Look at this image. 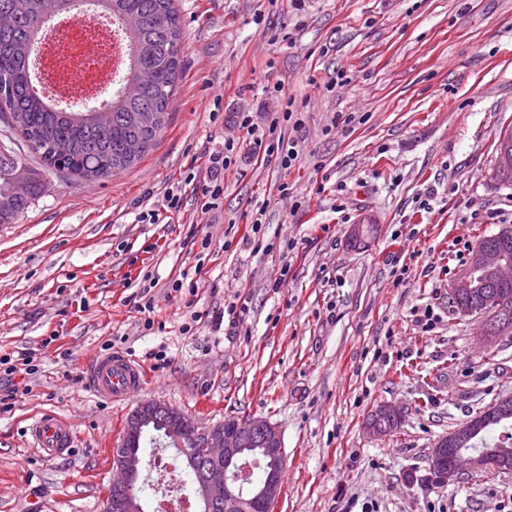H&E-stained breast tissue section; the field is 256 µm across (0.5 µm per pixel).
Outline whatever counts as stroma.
<instances>
[{
    "label": "stroma",
    "mask_w": 512,
    "mask_h": 512,
    "mask_svg": "<svg viewBox=\"0 0 512 512\" xmlns=\"http://www.w3.org/2000/svg\"><path fill=\"white\" fill-rule=\"evenodd\" d=\"M176 3L184 67L155 145L101 181L43 174L45 191L0 224V356L45 354L29 392L0 410V512H100L112 450L150 399L205 421L276 423L287 461L273 512H512V471L449 486L428 471L443 435L512 395V331L485 344L480 321L448 305L477 236L512 228V182L495 176L512 130V0ZM342 67L351 83L326 91ZM276 83L304 104L298 161L281 169L242 146L202 212L188 175L238 138V113L266 127L283 98L261 88ZM340 112L356 123L331 127ZM173 192L182 206L169 212ZM147 207L160 223H140ZM356 224L379 230L357 245ZM242 302L236 326L217 325ZM110 349L145 375L119 405L87 378ZM383 402L401 419L378 438L366 419ZM47 411L70 422L69 455L24 436Z\"/></svg>",
    "instance_id": "obj_1"
}]
</instances>
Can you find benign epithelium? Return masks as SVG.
<instances>
[{"instance_id": "7a95c632", "label": "benign epithelium", "mask_w": 512, "mask_h": 512, "mask_svg": "<svg viewBox=\"0 0 512 512\" xmlns=\"http://www.w3.org/2000/svg\"><path fill=\"white\" fill-rule=\"evenodd\" d=\"M492 278L501 286L512 285V260L500 249L482 242L472 245L468 261L452 278L448 293L453 303L452 311L461 317H473L483 325L485 341L495 337L499 328L512 322V308L506 305L504 292L488 293L475 307L469 303L470 293L476 281ZM400 410L388 403L373 408L368 416L366 428L374 436L382 437L397 426ZM162 427L161 435L168 446L183 452L187 445H198L213 463V470L194 487L196 503L202 512L214 506L227 504L236 498L253 475L250 461L243 459L244 449L258 446L263 453L278 461L256 488L255 499L262 503H274L282 493L283 472L286 459L283 455V438L277 424L253 417L243 424L228 420L204 422L200 428L190 429L175 418L172 408L160 401L147 400L139 404L128 417L122 440L112 450V468L119 476L114 480L104 497L103 512H142V504L133 498L112 497V492L121 491L129 482L139 479L145 467L141 455V441L152 426ZM483 422L471 419L449 432L432 448L429 468L431 481L447 486L458 481L463 471L497 470L511 471L512 457L503 452L495 462L489 463L479 454H464L448 460V449L458 448L472 441L481 430Z\"/></svg>"}]
</instances>
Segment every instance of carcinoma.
Wrapping results in <instances>:
<instances>
[{"label":"carcinoma","instance_id":"cac0c4a2","mask_svg":"<svg viewBox=\"0 0 512 512\" xmlns=\"http://www.w3.org/2000/svg\"><path fill=\"white\" fill-rule=\"evenodd\" d=\"M73 0H0V11L14 15V28L0 33V122L15 131L40 155L43 168L92 181L133 166L138 159L126 154L137 141L142 152L156 142L166 122V109L183 69L182 31L175 0H94L102 15L121 29L127 65L120 86L112 92L107 135L100 133L95 106L59 109L51 99L33 92L31 59L48 18L69 13ZM22 159L0 144V224H9L28 209L41 192L39 174H33L29 192L12 189ZM485 425L469 445L475 453L495 455L512 448V417L498 418V410L481 412ZM497 437L489 438L494 427ZM193 481L210 471L199 453L184 456Z\"/></svg>","mask_w":512,"mask_h":512}]
</instances>
